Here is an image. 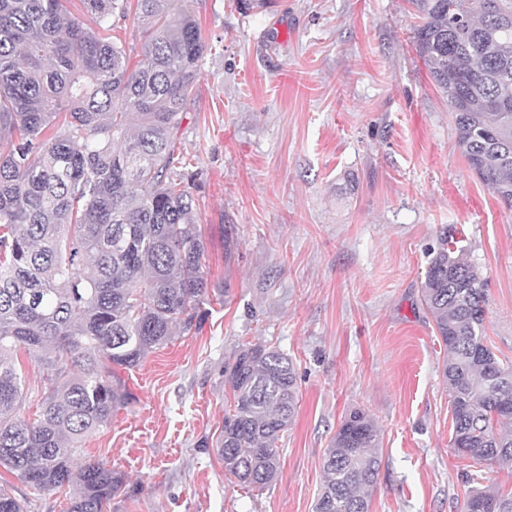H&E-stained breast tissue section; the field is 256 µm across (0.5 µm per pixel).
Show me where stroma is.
<instances>
[{
    "label": "stroma",
    "mask_w": 512,
    "mask_h": 512,
    "mask_svg": "<svg viewBox=\"0 0 512 512\" xmlns=\"http://www.w3.org/2000/svg\"><path fill=\"white\" fill-rule=\"evenodd\" d=\"M207 53L176 150L216 296L196 327L122 371L132 395L78 457L123 471L108 512H315L354 408L380 428L370 512H466L512 467L454 449L444 346L421 304L439 235L487 283L488 343L512 363V210L472 172L448 101L409 42L412 0H193ZM293 358L281 470L248 491L212 449L245 342Z\"/></svg>",
    "instance_id": "obj_1"
}]
</instances>
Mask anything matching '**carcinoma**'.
<instances>
[{"mask_svg": "<svg viewBox=\"0 0 512 512\" xmlns=\"http://www.w3.org/2000/svg\"><path fill=\"white\" fill-rule=\"evenodd\" d=\"M80 2L94 24L63 0H0V468L38 492L73 488L68 512H104L125 474L73 456L130 399L114 369L191 329L215 293L175 156L206 44L189 0ZM414 2L412 43L448 99L456 147L497 200L512 199V0ZM129 18L144 38L133 68L112 36ZM429 256L421 296L447 350L452 445L511 465L512 365L488 345L485 281L446 234ZM21 350L47 373L32 421ZM225 383L215 452L240 486L265 488L299 403L293 360L244 344ZM379 443L368 413L344 415L315 512H369ZM0 512H25L2 483ZM466 512H512V493L476 489Z\"/></svg>", "mask_w": 512, "mask_h": 512, "instance_id": "cac0c4a2", "label": "carcinoma"}]
</instances>
